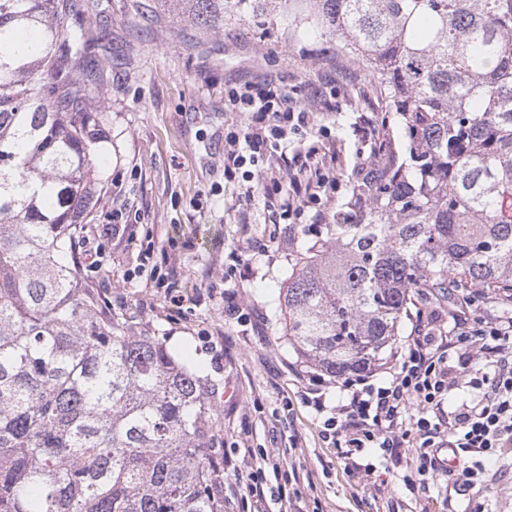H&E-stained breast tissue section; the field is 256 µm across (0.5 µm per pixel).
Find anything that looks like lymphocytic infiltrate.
Returning a JSON list of instances; mask_svg holds the SVG:
<instances>
[{"label": "lymphocytic infiltrate", "instance_id": "1", "mask_svg": "<svg viewBox=\"0 0 512 512\" xmlns=\"http://www.w3.org/2000/svg\"><path fill=\"white\" fill-rule=\"evenodd\" d=\"M229 103L245 112L244 129L228 134L224 147V169L241 172L253 182L254 166L277 154L288 135L326 128L315 125L313 110L299 105L283 87L264 88L250 84L232 89ZM355 130L365 149L352 169L365 184L384 173L382 154L390 137L376 129L367 117H359ZM340 178L318 150L295 154L288 174L270 177L262 186L265 199L288 222L303 221L313 230L336 221L331 192ZM476 293H469L453 313L452 329H445L443 313L418 314L406 339L407 347L393 356L387 380L375 384L371 376L359 375L339 381L344 397L336 414L324 422V435L339 448L344 469L371 476L373 469L362 453L377 448L389 455L401 449L416 451L418 474L441 463L445 454H475L464 467L461 481L476 487L484 480L482 456L504 453L512 447V316L493 313L478 318L473 307ZM467 358L474 364L492 366V373L462 379L454 362ZM467 387L477 392L471 403L449 407L452 391Z\"/></svg>", "mask_w": 512, "mask_h": 512}]
</instances>
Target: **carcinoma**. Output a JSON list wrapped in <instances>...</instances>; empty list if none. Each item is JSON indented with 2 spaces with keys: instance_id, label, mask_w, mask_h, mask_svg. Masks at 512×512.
<instances>
[{
  "instance_id": "1",
  "label": "carcinoma",
  "mask_w": 512,
  "mask_h": 512,
  "mask_svg": "<svg viewBox=\"0 0 512 512\" xmlns=\"http://www.w3.org/2000/svg\"><path fill=\"white\" fill-rule=\"evenodd\" d=\"M197 26L256 0H186ZM101 0H0V512H224L222 381L103 314L80 278L97 205ZM361 65L404 155L350 186L288 261L276 317L333 378L399 343L416 304L512 294V0H299Z\"/></svg>"
}]
</instances>
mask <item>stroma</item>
Masks as SVG:
<instances>
[{
	"label": "stroma",
	"instance_id": "35a3bbf8",
	"mask_svg": "<svg viewBox=\"0 0 512 512\" xmlns=\"http://www.w3.org/2000/svg\"><path fill=\"white\" fill-rule=\"evenodd\" d=\"M144 20L131 0H107L103 16L62 17L60 30L81 22L98 35L104 70L95 106L104 114L101 146L107 179L81 244L98 251L99 266L82 271L106 313L160 337L203 372L224 381L219 399L225 457L224 512H280L237 498L235 470L250 472L277 457L299 474L303 512H512V454L484 458V485L464 499L452 475L415 469L371 448L372 477L344 470L339 450L323 437L325 413L305 401L310 386L273 315L272 300L288 256L307 239L272 221L262 199L244 207L242 177L224 175V138L244 128L228 93L247 82L271 81L293 91L326 126L337 171L350 173L361 142L359 115L381 125L385 104L373 83L336 53L328 37L288 20V0H261L257 10L225 19L215 30L196 26L184 0H146ZM363 92L344 96L343 80ZM126 225L124 237L106 235ZM180 297L171 304L167 292ZM232 292L243 322H226Z\"/></svg>",
	"mask_w": 512,
	"mask_h": 512
}]
</instances>
